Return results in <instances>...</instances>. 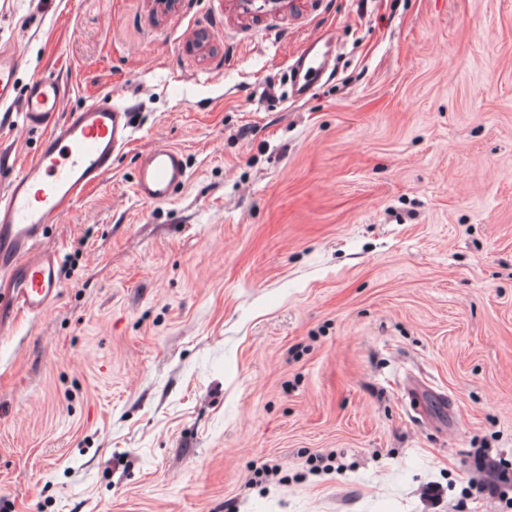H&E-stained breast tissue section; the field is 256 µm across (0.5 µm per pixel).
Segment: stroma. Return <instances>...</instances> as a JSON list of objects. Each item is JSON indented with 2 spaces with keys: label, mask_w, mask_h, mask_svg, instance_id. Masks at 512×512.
<instances>
[{
  "label": "stroma",
  "mask_w": 512,
  "mask_h": 512,
  "mask_svg": "<svg viewBox=\"0 0 512 512\" xmlns=\"http://www.w3.org/2000/svg\"><path fill=\"white\" fill-rule=\"evenodd\" d=\"M0 51L138 123L0 334V512H512V0H0ZM40 138L0 122V189ZM336 43V35L330 34L328 38L324 34L312 36L297 54L294 64L295 80L292 84L291 96L303 98L312 90L315 83L321 80L325 60ZM188 181L189 172L184 154L176 147L157 146L141 152L137 157L134 190L144 202H167Z\"/></svg>",
  "instance_id": "1"
}]
</instances>
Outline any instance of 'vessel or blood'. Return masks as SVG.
Returning a JSON list of instances; mask_svg holds the SVG:
<instances>
[{
	"label": "vessel or blood",
	"instance_id": "b4317fda",
	"mask_svg": "<svg viewBox=\"0 0 512 512\" xmlns=\"http://www.w3.org/2000/svg\"><path fill=\"white\" fill-rule=\"evenodd\" d=\"M333 44L312 36L294 64L291 95L307 96L322 77ZM17 56L0 53V109L18 107L26 126L41 129V143L23 171L0 193V332L13 313L37 316L60 297L59 256L46 244L49 231L81 195L112 175V162L133 141L138 123L131 107L105 94L66 112L58 78L33 80L17 92ZM189 181L183 152L162 145L141 152L134 190L149 203L169 201Z\"/></svg>",
	"mask_w": 512,
	"mask_h": 512
}]
</instances>
